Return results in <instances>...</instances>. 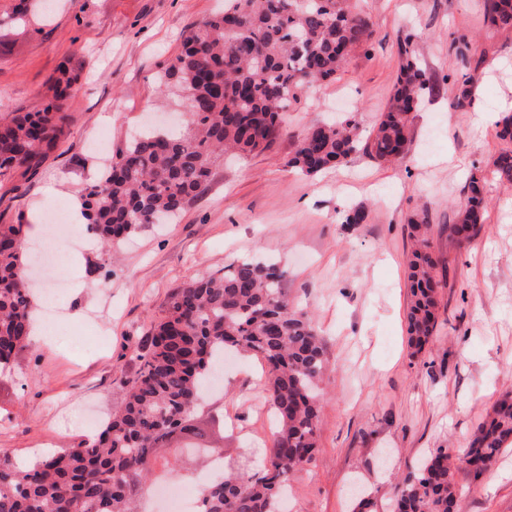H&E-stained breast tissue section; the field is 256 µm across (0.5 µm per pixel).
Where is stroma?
I'll return each mask as SVG.
<instances>
[{
	"label": "stroma",
	"instance_id": "obj_1",
	"mask_svg": "<svg viewBox=\"0 0 512 512\" xmlns=\"http://www.w3.org/2000/svg\"><path fill=\"white\" fill-rule=\"evenodd\" d=\"M18 0H0V117L40 112L62 73L69 116L38 173L0 176V224L46 233L48 213L96 182L147 114L182 112L184 97L160 78L189 29L223 11L224 0H55L11 20ZM372 25L365 51L335 81L305 90L284 114L287 136L271 149L218 160L208 184L164 224H147L104 253L85 237L79 263L59 268L64 336L37 344L0 373V449L30 463L40 447L68 448L95 433L83 418H106L124 402L152 319L168 295L243 259L286 273L290 298L312 315L329 370L320 389L312 465L288 483L293 512H352L359 497L390 512L395 487L439 448L466 447L491 404L512 391V187L488 178L484 222L455 242L448 226L465 203L471 174L488 172L507 144L496 136L512 102V30L491 26L484 0H361ZM417 47L436 82L411 115L412 141L392 163L363 153L306 176L288 167L297 134L356 113L371 130L393 91L398 39ZM472 37L461 73L450 42ZM472 103L457 106L462 87ZM493 114L478 126L475 106ZM365 209L360 224L345 214ZM424 211L446 286L438 323L419 356L407 344L406 255L410 215ZM98 284L79 292L82 281ZM224 418V462L259 471L272 440L260 360L224 359L200 420ZM463 512H512V447L483 475L460 467Z\"/></svg>",
	"mask_w": 512,
	"mask_h": 512
}]
</instances>
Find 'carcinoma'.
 Instances as JSON below:
<instances>
[{
    "label": "carcinoma",
    "instance_id": "1",
    "mask_svg": "<svg viewBox=\"0 0 512 512\" xmlns=\"http://www.w3.org/2000/svg\"><path fill=\"white\" fill-rule=\"evenodd\" d=\"M491 26L512 30V0H485ZM372 35L355 0H224V12L196 23L162 82L188 94L185 131L146 133L128 141L116 164L84 187L88 228L102 248L145 224L181 210L206 183L221 154L262 152L288 134L282 114L296 92L336 80L350 56ZM417 35L398 41L394 91L370 134L355 116L308 127L287 165L307 176L337 166L358 152L387 161L410 141L409 116L433 77L414 49ZM463 69L467 37L453 39ZM68 115L49 105L0 121V163L36 172L55 150ZM491 174L512 184V151L500 152ZM484 175H472L467 202L455 213L448 237L477 231L486 208ZM414 248L408 262V346L422 352L437 327L439 260L432 251L426 213L409 219ZM21 224H0V370L27 347L37 295L22 270ZM285 272L273 263L239 260L176 288L152 322L136 376L122 407L89 444L48 453L22 466L0 452V512H141L155 476L157 448L178 433L183 448L206 454L195 442L200 388L230 346L260 357L277 421L272 446L257 474L229 471L199 489V512H282L288 478L310 467L317 447L320 400L315 392L327 368L315 324L283 288ZM512 443V391L503 393L479 424L463 460L478 476ZM173 481L190 470L179 457L165 463ZM458 465L439 448L410 471L394 496L395 512H461Z\"/></svg>",
    "mask_w": 512,
    "mask_h": 512
}]
</instances>
